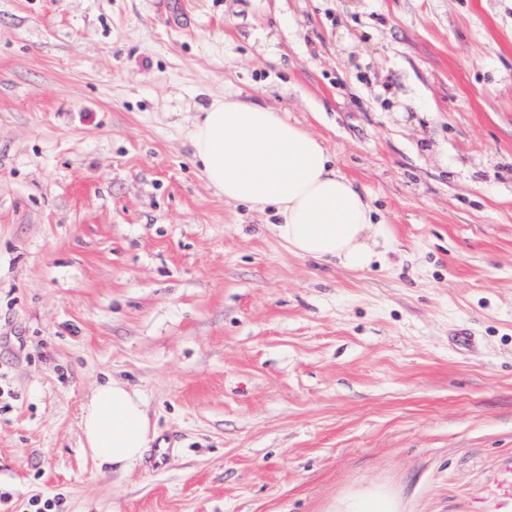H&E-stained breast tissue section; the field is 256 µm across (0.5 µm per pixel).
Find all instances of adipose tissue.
<instances>
[{"mask_svg":"<svg viewBox=\"0 0 512 512\" xmlns=\"http://www.w3.org/2000/svg\"><path fill=\"white\" fill-rule=\"evenodd\" d=\"M206 182L226 202L272 211L289 251L364 270L392 245L390 226L312 133L256 101L214 97L188 132ZM81 430L101 467L126 472L152 440L141 399L124 383L100 385L85 404Z\"/></svg>","mask_w":512,"mask_h":512,"instance_id":"obj_1","label":"adipose tissue"}]
</instances>
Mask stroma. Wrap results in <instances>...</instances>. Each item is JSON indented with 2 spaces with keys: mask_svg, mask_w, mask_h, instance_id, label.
Returning <instances> with one entry per match:
<instances>
[{
  "mask_svg": "<svg viewBox=\"0 0 512 512\" xmlns=\"http://www.w3.org/2000/svg\"><path fill=\"white\" fill-rule=\"evenodd\" d=\"M390 224L364 271L225 203L211 96ZM154 438L98 468L109 380ZM512 512V0H0V512ZM339 512H397L392 502L382 494L349 497L341 503Z\"/></svg>",
  "mask_w": 512,
  "mask_h": 512,
  "instance_id": "1",
  "label": "stroma"
}]
</instances>
